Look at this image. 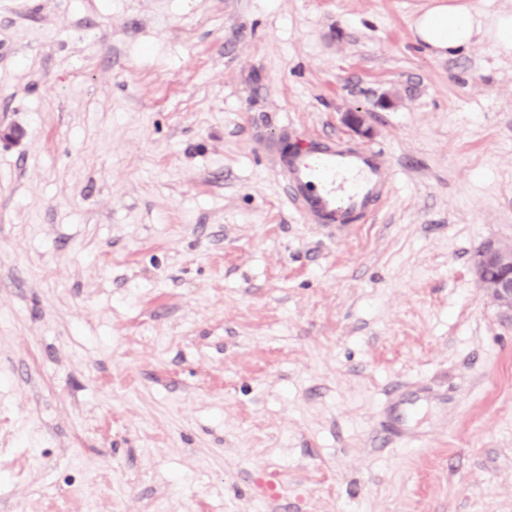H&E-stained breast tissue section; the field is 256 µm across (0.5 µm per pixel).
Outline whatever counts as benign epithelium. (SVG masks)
I'll return each instance as SVG.
<instances>
[{"label":"benign epithelium","mask_w":512,"mask_h":512,"mask_svg":"<svg viewBox=\"0 0 512 512\" xmlns=\"http://www.w3.org/2000/svg\"><path fill=\"white\" fill-rule=\"evenodd\" d=\"M473 271L480 290L493 302L498 319L512 326V242L483 243L474 256Z\"/></svg>","instance_id":"1"}]
</instances>
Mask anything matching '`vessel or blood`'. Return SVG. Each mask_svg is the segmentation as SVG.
Wrapping results in <instances>:
<instances>
[{"label": "vessel or blood", "mask_w": 512, "mask_h": 512, "mask_svg": "<svg viewBox=\"0 0 512 512\" xmlns=\"http://www.w3.org/2000/svg\"><path fill=\"white\" fill-rule=\"evenodd\" d=\"M265 149L284 182L289 203L311 223L337 230L366 223L391 195L393 182L381 151L350 146L333 137L297 142L287 150L269 140ZM429 396L420 387L390 393L382 405L380 435L407 437L411 401Z\"/></svg>", "instance_id": "vessel-or-blood-1"}]
</instances>
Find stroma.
Masks as SVG:
<instances>
[{"mask_svg": "<svg viewBox=\"0 0 512 512\" xmlns=\"http://www.w3.org/2000/svg\"><path fill=\"white\" fill-rule=\"evenodd\" d=\"M439 2L0 0V512H512V53L428 55ZM288 123L386 153L369 223L289 203ZM473 271L480 290L493 302L498 319L512 326V242L483 243L474 256ZM429 398L430 392L425 388L412 387L394 390L382 405L380 430L377 431V437L381 435L398 439L407 437L410 427L408 414L413 407L407 402Z\"/></svg>", "mask_w": 512, "mask_h": 512, "instance_id": "stroma-1", "label": "stroma"}]
</instances>
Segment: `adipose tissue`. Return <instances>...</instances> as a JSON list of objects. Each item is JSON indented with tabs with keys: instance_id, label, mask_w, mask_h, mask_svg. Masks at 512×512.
Instances as JSON below:
<instances>
[{
	"instance_id": "1",
	"label": "adipose tissue",
	"mask_w": 512,
	"mask_h": 512,
	"mask_svg": "<svg viewBox=\"0 0 512 512\" xmlns=\"http://www.w3.org/2000/svg\"><path fill=\"white\" fill-rule=\"evenodd\" d=\"M414 27L427 51L436 54L468 47L480 35L493 41L502 51H512V13L497 15L487 24L477 9L443 4L416 18Z\"/></svg>"
}]
</instances>
